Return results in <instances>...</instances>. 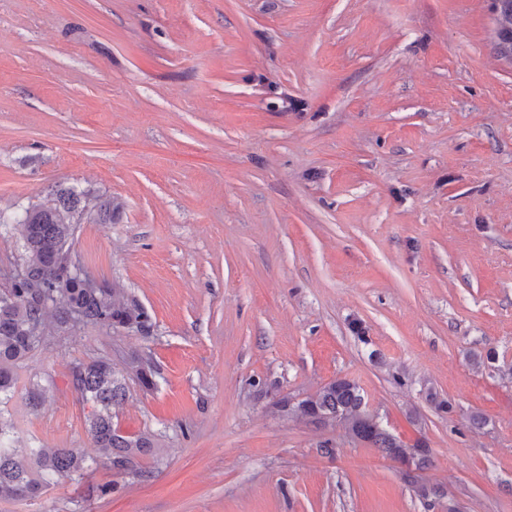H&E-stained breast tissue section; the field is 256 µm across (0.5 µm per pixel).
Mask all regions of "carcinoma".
I'll return each instance as SVG.
<instances>
[{"label":"carcinoma","mask_w":512,"mask_h":512,"mask_svg":"<svg viewBox=\"0 0 512 512\" xmlns=\"http://www.w3.org/2000/svg\"><path fill=\"white\" fill-rule=\"evenodd\" d=\"M120 205L108 199L93 207L86 197L72 188L61 189L49 205L27 208L17 223L22 228L25 247L24 275L0 291V398L14 393L16 366L32 352L46 335L44 307L40 292L54 291L62 297L58 320L67 325L73 314L84 324L112 329H129L148 334L152 317L120 288L89 289L70 276L65 263L66 248L76 225L110 224ZM141 387H154L156 368L151 358L134 356L127 374L117 372L112 363L97 359L73 371V384L82 399L94 404L89 417V433L95 446L110 461L112 468L126 470L138 458L158 454L163 449L161 436L151 430L137 435L124 434L112 423L111 407L126 396V375ZM279 416H301L327 427L336 422L345 426L355 439L379 449L382 457L423 471L431 464V453L423 440L409 446L367 415L360 387L348 378H336L300 400L282 397L272 404ZM6 429L0 424V498L40 496L53 479H71L86 468L85 458L70 448H9L3 445ZM427 506L444 496L441 488L414 483Z\"/></svg>","instance_id":"carcinoma-1"}]
</instances>
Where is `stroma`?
<instances>
[{
	"label": "stroma",
	"mask_w": 512,
	"mask_h": 512,
	"mask_svg": "<svg viewBox=\"0 0 512 512\" xmlns=\"http://www.w3.org/2000/svg\"><path fill=\"white\" fill-rule=\"evenodd\" d=\"M497 32L492 0H0V288L25 257L12 216L71 187L122 205L79 225L74 257L155 322L144 336L46 310L0 420L11 446L87 468L0 512H512ZM135 353L155 387L129 382L112 419L164 450L119 472L72 372ZM343 377L427 442L423 480L447 498L426 507L343 426L271 410Z\"/></svg>",
	"instance_id": "35a3bbf8"
}]
</instances>
